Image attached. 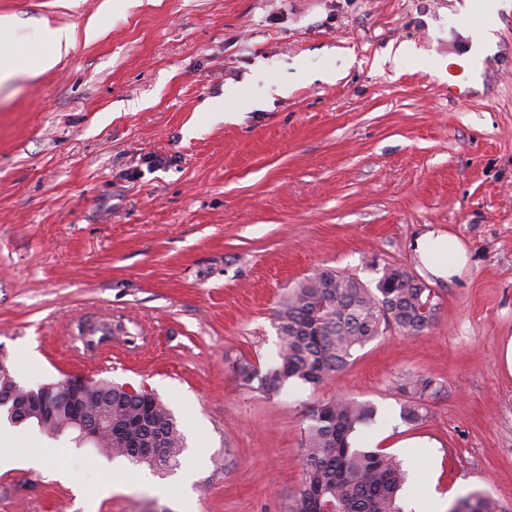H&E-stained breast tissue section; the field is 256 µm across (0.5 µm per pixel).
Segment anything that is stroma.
Segmentation results:
<instances>
[{
	"label": "stroma",
	"instance_id": "35a3bbf8",
	"mask_svg": "<svg viewBox=\"0 0 512 512\" xmlns=\"http://www.w3.org/2000/svg\"><path fill=\"white\" fill-rule=\"evenodd\" d=\"M479 2L0 0L73 38L0 85V354L26 388L150 390L186 442L174 469L128 466L100 497L113 459L0 410L21 440L0 512H291L305 410L339 396L375 407L385 452L431 443L402 460L406 508L478 494L512 512V0ZM489 19L496 42L451 102L449 52ZM431 229L467 250L461 277L419 263ZM393 263L432 288L429 329L268 392L284 293L325 268L372 285ZM415 376L425 396L400 391Z\"/></svg>",
	"mask_w": 512,
	"mask_h": 512
}]
</instances>
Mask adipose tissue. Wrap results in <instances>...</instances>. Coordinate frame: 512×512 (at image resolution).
Returning <instances> with one entry per match:
<instances>
[{
  "mask_svg": "<svg viewBox=\"0 0 512 512\" xmlns=\"http://www.w3.org/2000/svg\"><path fill=\"white\" fill-rule=\"evenodd\" d=\"M30 34L12 20L0 19V84L18 76L35 77L52 69L72 45L69 30L57 29L37 48L27 49ZM414 251L420 264L433 277L452 280L461 275L468 258L463 245L439 231L429 230L416 239Z\"/></svg>",
  "mask_w": 512,
  "mask_h": 512,
  "instance_id": "obj_1",
  "label": "adipose tissue"
}]
</instances>
